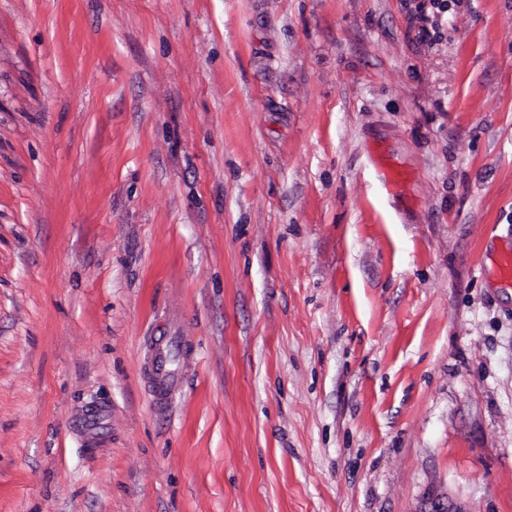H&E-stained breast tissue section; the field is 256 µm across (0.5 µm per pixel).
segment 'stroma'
<instances>
[{
	"instance_id": "1",
	"label": "stroma",
	"mask_w": 512,
	"mask_h": 512,
	"mask_svg": "<svg viewBox=\"0 0 512 512\" xmlns=\"http://www.w3.org/2000/svg\"><path fill=\"white\" fill-rule=\"evenodd\" d=\"M510 248L512 0H0V512H512ZM414 512H468L466 508L450 500L448 496L428 494Z\"/></svg>"
}]
</instances>
